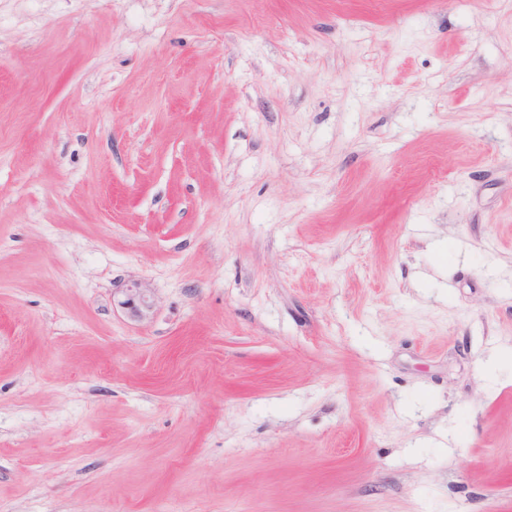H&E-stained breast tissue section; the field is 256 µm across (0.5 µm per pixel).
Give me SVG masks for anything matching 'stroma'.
I'll return each instance as SVG.
<instances>
[{"label":"stroma","mask_w":512,"mask_h":512,"mask_svg":"<svg viewBox=\"0 0 512 512\" xmlns=\"http://www.w3.org/2000/svg\"><path fill=\"white\" fill-rule=\"evenodd\" d=\"M0 512H512V0H0Z\"/></svg>","instance_id":"35a3bbf8"}]
</instances>
